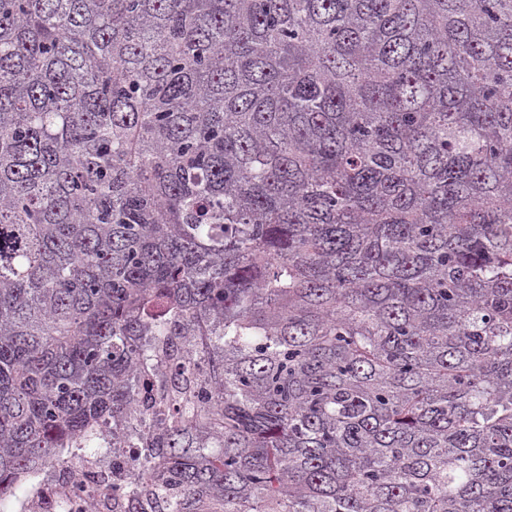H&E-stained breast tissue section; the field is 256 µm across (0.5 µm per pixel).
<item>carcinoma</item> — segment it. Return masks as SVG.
Returning a JSON list of instances; mask_svg holds the SVG:
<instances>
[{"mask_svg":"<svg viewBox=\"0 0 512 512\" xmlns=\"http://www.w3.org/2000/svg\"><path fill=\"white\" fill-rule=\"evenodd\" d=\"M142 393L126 512H512V0H0V509Z\"/></svg>","mask_w":512,"mask_h":512,"instance_id":"1","label":"carcinoma"}]
</instances>
